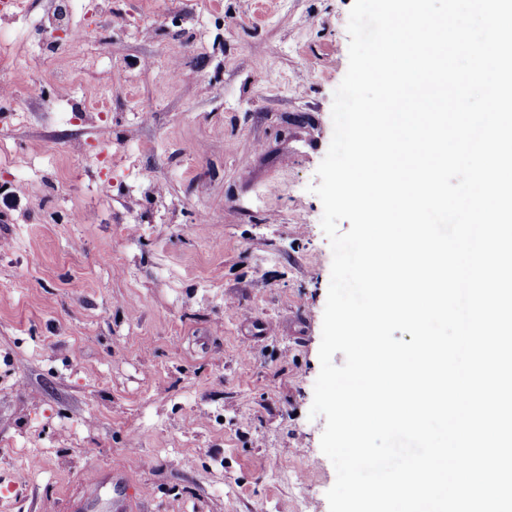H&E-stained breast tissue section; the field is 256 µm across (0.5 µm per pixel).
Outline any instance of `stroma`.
Listing matches in <instances>:
<instances>
[{
    "mask_svg": "<svg viewBox=\"0 0 512 512\" xmlns=\"http://www.w3.org/2000/svg\"><path fill=\"white\" fill-rule=\"evenodd\" d=\"M0 11V512H329L311 191L353 0ZM68 10V4L65 1H54V9L51 14L45 18V23L49 28L55 29L63 27L65 30V39L69 45H77L82 39V31L70 25L66 20L60 17V14Z\"/></svg>",
    "mask_w": 512,
    "mask_h": 512,
    "instance_id": "obj_1",
    "label": "stroma"
}]
</instances>
